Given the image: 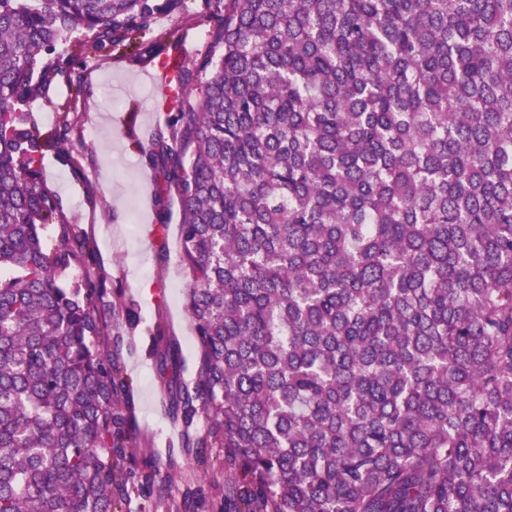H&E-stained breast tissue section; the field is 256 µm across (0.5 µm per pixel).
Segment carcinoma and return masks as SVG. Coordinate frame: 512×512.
Masks as SVG:
<instances>
[{
  "label": "carcinoma",
  "instance_id": "carcinoma-1",
  "mask_svg": "<svg viewBox=\"0 0 512 512\" xmlns=\"http://www.w3.org/2000/svg\"><path fill=\"white\" fill-rule=\"evenodd\" d=\"M215 3L146 156L199 356L190 389L157 336L168 415L202 402L234 512H512V0ZM178 5L0 0V512H117L146 445L41 178L81 173L78 124L26 106Z\"/></svg>",
  "mask_w": 512,
  "mask_h": 512
}]
</instances>
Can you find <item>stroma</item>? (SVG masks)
<instances>
[{"mask_svg": "<svg viewBox=\"0 0 512 512\" xmlns=\"http://www.w3.org/2000/svg\"><path fill=\"white\" fill-rule=\"evenodd\" d=\"M147 40L144 33H132L111 60L85 61L79 98H70L67 89H53L32 108L44 132L55 126L63 104L78 116L82 175H74L51 153L43 174L71 220L85 225L96 243L105 302L125 296L137 313L135 324H113L112 338L121 345L132 386L135 429L153 445L126 454L124 465L133 477L123 512H210L211 504L227 498L225 477L231 467L224 450L207 449L208 461L201 466L196 449L184 442L160 448L173 422L150 355L154 328L178 338L187 385L195 383L197 362L185 308L186 274L177 251L179 206L175 195L166 194L159 170L148 166L143 155L152 142L145 129L164 94L143 79L154 68L143 52Z\"/></svg>", "mask_w": 512, "mask_h": 512, "instance_id": "1", "label": "stroma"}]
</instances>
